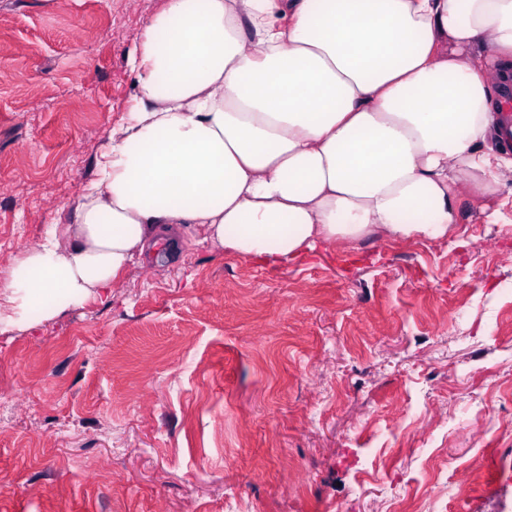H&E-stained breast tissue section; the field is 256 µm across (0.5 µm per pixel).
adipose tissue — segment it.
I'll use <instances>...</instances> for the list:
<instances>
[{"label":"adipose tissue","mask_w":512,"mask_h":512,"mask_svg":"<svg viewBox=\"0 0 512 512\" xmlns=\"http://www.w3.org/2000/svg\"><path fill=\"white\" fill-rule=\"evenodd\" d=\"M133 105L67 221L0 276V334L111 292L182 226L279 265L370 234L499 223L512 0H165L127 59Z\"/></svg>","instance_id":"adipose-tissue-1"}]
</instances>
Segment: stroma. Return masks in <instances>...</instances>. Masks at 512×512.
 Listing matches in <instances>:
<instances>
[{"instance_id": "35a3bbf8", "label": "stroma", "mask_w": 512, "mask_h": 512, "mask_svg": "<svg viewBox=\"0 0 512 512\" xmlns=\"http://www.w3.org/2000/svg\"><path fill=\"white\" fill-rule=\"evenodd\" d=\"M162 5L0 0L6 262L70 215ZM481 207L276 266L163 249L0 334V512H512V223Z\"/></svg>"}]
</instances>
